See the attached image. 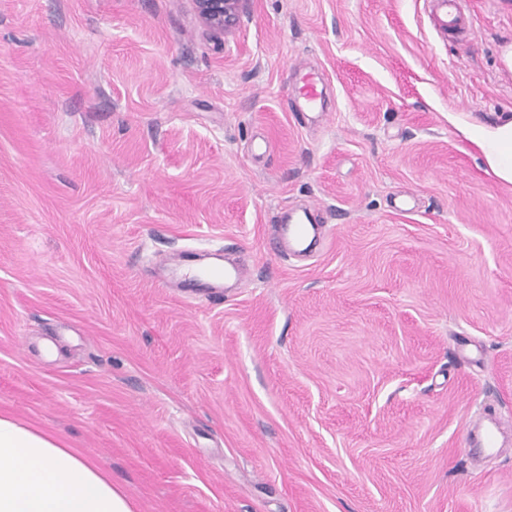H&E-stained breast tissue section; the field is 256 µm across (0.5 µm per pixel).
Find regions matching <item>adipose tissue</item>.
<instances>
[{
  "label": "adipose tissue",
  "instance_id": "adipose-tissue-1",
  "mask_svg": "<svg viewBox=\"0 0 512 512\" xmlns=\"http://www.w3.org/2000/svg\"><path fill=\"white\" fill-rule=\"evenodd\" d=\"M465 135L491 172L512 184V119ZM0 512H136V506L57 437L0 414Z\"/></svg>",
  "mask_w": 512,
  "mask_h": 512
}]
</instances>
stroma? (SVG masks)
<instances>
[{"mask_svg": "<svg viewBox=\"0 0 512 512\" xmlns=\"http://www.w3.org/2000/svg\"><path fill=\"white\" fill-rule=\"evenodd\" d=\"M467 14L0 0V412L137 512H512V441L466 444L512 433V185L457 128L512 114V0ZM224 253L223 299L182 287ZM201 21L210 29L229 31L234 28L243 11L244 0H193ZM435 26L442 32L455 33L462 29L464 0H430ZM301 82L298 98L301 99L303 108L310 111L317 109L322 101L323 88L310 72L302 75Z\"/></svg>", "mask_w": 512, "mask_h": 512, "instance_id": "1", "label": "stroma"}]
</instances>
